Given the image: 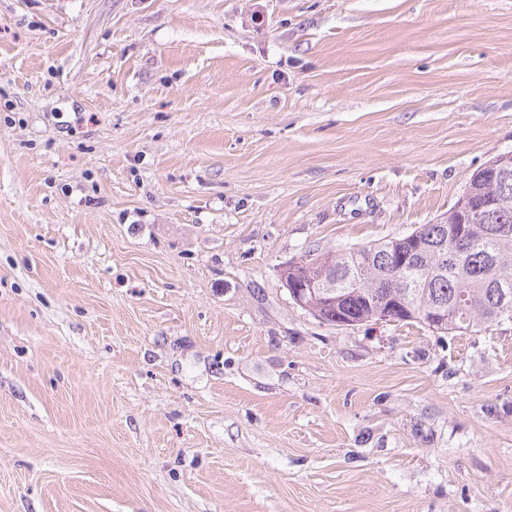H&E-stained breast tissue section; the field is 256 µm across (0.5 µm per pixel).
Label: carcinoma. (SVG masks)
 Segmentation results:
<instances>
[{"mask_svg":"<svg viewBox=\"0 0 512 512\" xmlns=\"http://www.w3.org/2000/svg\"><path fill=\"white\" fill-rule=\"evenodd\" d=\"M470 185L479 205L463 238L448 240V226L458 218L450 208L439 222L421 224L407 235L346 248L332 266L336 301L308 297L312 315L336 326L372 322L382 297L396 292L407 276L413 282L407 322L420 325L428 311L445 306L448 320L440 334L499 323L498 297L505 290L512 294V187L501 193L490 189L479 170ZM319 275V268L304 265L288 271V279L299 283Z\"/></svg>","mask_w":512,"mask_h":512,"instance_id":"carcinoma-1","label":"carcinoma"}]
</instances>
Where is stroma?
<instances>
[{"instance_id":"obj_1","label":"stroma","mask_w":512,"mask_h":512,"mask_svg":"<svg viewBox=\"0 0 512 512\" xmlns=\"http://www.w3.org/2000/svg\"><path fill=\"white\" fill-rule=\"evenodd\" d=\"M508 151L512 0H0V512H512V321L279 275Z\"/></svg>"}]
</instances>
